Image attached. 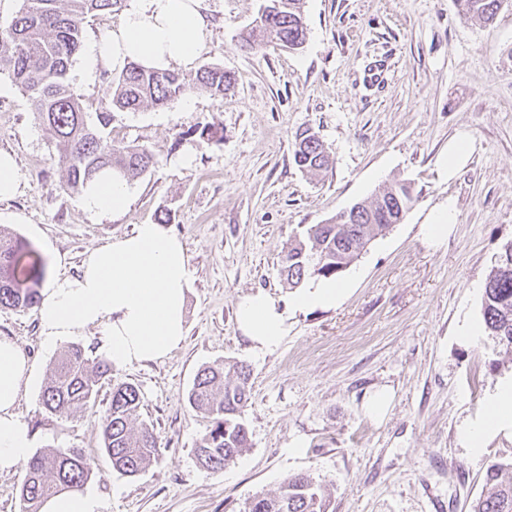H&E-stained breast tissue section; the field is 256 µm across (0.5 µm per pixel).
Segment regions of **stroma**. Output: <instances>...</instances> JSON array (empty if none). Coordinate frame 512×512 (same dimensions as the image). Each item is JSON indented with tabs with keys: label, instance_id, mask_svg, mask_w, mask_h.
Listing matches in <instances>:
<instances>
[{
	"label": "stroma",
	"instance_id": "1",
	"mask_svg": "<svg viewBox=\"0 0 512 512\" xmlns=\"http://www.w3.org/2000/svg\"><path fill=\"white\" fill-rule=\"evenodd\" d=\"M259 4L204 0L212 38L199 62L233 75L224 96L198 86L162 107L115 113L106 131L114 144L156 159L130 180L120 214L90 212L67 188L51 134L0 76V151L15 156L19 178L17 195L0 201V230L30 243L45 280L77 274L92 249L163 210L193 274L181 346L159 362L113 367L94 408L68 419L45 414L39 395L69 343L45 342L37 308L0 309V337L34 362L16 413L35 451L95 457L85 487L102 512H242L297 473L328 485L329 512H471L487 468L512 459L511 431L477 453L462 439L512 379V353L482 328L486 279L512 241V8L486 26L461 19L454 0H304L300 49H240L237 36ZM85 60L77 55L70 82L96 112L110 103L113 74L79 78ZM206 126L221 138L201 137ZM306 131L333 160L316 175L294 162ZM461 136L473 151L444 177L448 145ZM186 154L190 165H180ZM401 180L411 184V208L340 273L336 307L289 311L281 345L252 350L237 304L260 291L290 299L281 276L289 242ZM448 201L457 221L430 243L422 225ZM466 326L476 335L462 338ZM229 360L251 370L250 446L215 473L195 456L211 421L186 395L199 368ZM122 382L139 389L140 419L159 443L134 476L101 451L100 417ZM383 387L393 400L377 419L365 403Z\"/></svg>",
	"mask_w": 512,
	"mask_h": 512
}]
</instances>
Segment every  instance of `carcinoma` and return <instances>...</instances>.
<instances>
[{
    "instance_id": "cac0c4a2",
    "label": "carcinoma",
    "mask_w": 512,
    "mask_h": 512,
    "mask_svg": "<svg viewBox=\"0 0 512 512\" xmlns=\"http://www.w3.org/2000/svg\"><path fill=\"white\" fill-rule=\"evenodd\" d=\"M123 0H23L6 27H0V74L8 75L32 103L39 124L51 131L58 163L67 172V186L79 190L104 169L117 170L130 179L154 164L153 156L137 146H117L104 136L114 111L135 112L143 106H163L196 85L224 96L233 76L218 66L204 65L190 77L171 70L129 63L112 78L109 107L85 112L70 87V70L80 52L88 19L112 11ZM302 0H264L260 23L240 34L241 47L256 49L268 44L291 48L304 43L307 28ZM461 16L490 24L504 0H455ZM296 165L308 172L331 164L324 144L303 132L294 151ZM413 202L411 187L393 183L385 187L343 223L344 213L329 224H311L288 245L281 275L290 288L304 280L341 273L366 246L386 234L400 212ZM45 264L21 238L0 232V308H29L39 301L34 288L44 276ZM32 286H27V282ZM483 322L488 335L512 351V242L503 246L496 269L484 287ZM112 374L105 357L91 358L80 345H71L50 368L40 396L45 412L74 416L93 407L97 383ZM250 371L242 362L204 366L188 391L190 406L211 418L210 430L200 439L195 454L203 467L221 472L249 447L241 420L250 399ZM141 406L139 389L130 383L112 388L101 416L103 451L112 467L132 476L158 454L153 429L134 427ZM95 459L80 448H49L26 464L21 488L23 512H39L43 500L63 490L80 488L92 475ZM326 486L304 474L292 475L273 495H257L243 512H328ZM471 512H512V461L493 463L486 471V490Z\"/></svg>"
}]
</instances>
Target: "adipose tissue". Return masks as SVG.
<instances>
[{
  "instance_id": "adipose-tissue-1",
  "label": "adipose tissue",
  "mask_w": 512,
  "mask_h": 512,
  "mask_svg": "<svg viewBox=\"0 0 512 512\" xmlns=\"http://www.w3.org/2000/svg\"><path fill=\"white\" fill-rule=\"evenodd\" d=\"M212 37L203 0H129L119 23L94 42L86 71L104 65L120 72L135 61L155 69L194 70ZM129 187L120 173L105 174L83 193L87 209L124 212ZM192 271L180 238L160 224L138 225L134 234L90 251L75 276L54 278L38 305L41 334L54 342L100 327L113 365L156 362L185 336L186 295ZM237 323L253 349L276 348L288 334L279 302L258 292L238 304ZM31 369L19 345L0 338V473L16 471L32 453L33 436L15 406ZM512 430V382L489 399L483 422L467 430L471 448L492 430Z\"/></svg>"
}]
</instances>
